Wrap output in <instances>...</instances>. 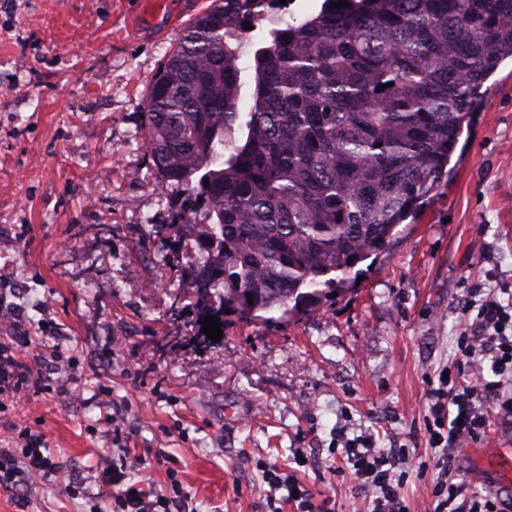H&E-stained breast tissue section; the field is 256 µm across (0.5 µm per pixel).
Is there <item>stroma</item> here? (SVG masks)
I'll return each instance as SVG.
<instances>
[{"label":"stroma","mask_w":512,"mask_h":512,"mask_svg":"<svg viewBox=\"0 0 512 512\" xmlns=\"http://www.w3.org/2000/svg\"><path fill=\"white\" fill-rule=\"evenodd\" d=\"M212 0H0V337L16 318L57 367L0 414L43 432L54 473L0 486V512H110L102 471L179 493L192 512H265L260 464L294 471L323 512L364 499L338 475L339 435L404 449L402 493L431 512L428 382L455 370L475 288L512 291V62L478 101L451 171L390 249L317 313L234 321L194 342L185 249L166 247L177 193L152 169L141 102L181 29ZM156 277V287L131 282ZM57 337L58 349L41 337ZM455 458L456 482L512 497L489 414Z\"/></svg>","instance_id":"stroma-1"}]
</instances>
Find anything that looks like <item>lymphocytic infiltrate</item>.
I'll use <instances>...</instances> for the list:
<instances>
[{"mask_svg":"<svg viewBox=\"0 0 512 512\" xmlns=\"http://www.w3.org/2000/svg\"><path fill=\"white\" fill-rule=\"evenodd\" d=\"M464 312L474 317L476 340L481 352L491 356L496 378L486 380L476 370L471 381L443 379L429 392L431 420L426 430L431 447L438 451L439 466L433 487V512H512V501L468 491L450 480L458 445L484 436L489 410L512 414V391H506L500 381L502 375L512 374V304H502L490 294L466 302ZM30 339L25 331L0 342V412L7 403L17 401L39 383L31 365L22 362L18 355L20 347ZM11 441V447L0 448V475L8 477L20 472L35 477L50 473L51 461L46 454L47 440L43 433L25 430L12 436ZM396 465L394 456L363 439L349 444L339 469L351 475L359 488L373 492L371 512H410L401 493L403 476L397 473ZM106 475L109 483L118 489L114 499L116 512H187L189 508L188 502L182 500L151 496L137 482L125 487L121 465H113ZM263 480L269 487L270 512H283V504L289 502L295 503L298 512H313V494L297 476L269 466L263 472Z\"/></svg>","mask_w":512,"mask_h":512,"instance_id":"1","label":"lymphocytic infiltrate"}]
</instances>
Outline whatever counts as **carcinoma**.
Returning <instances> with one entry per match:
<instances>
[{
    "instance_id": "carcinoma-1",
    "label": "carcinoma",
    "mask_w": 512,
    "mask_h": 512,
    "mask_svg": "<svg viewBox=\"0 0 512 512\" xmlns=\"http://www.w3.org/2000/svg\"><path fill=\"white\" fill-rule=\"evenodd\" d=\"M276 2L212 0L141 104L158 182L181 192L173 243L194 241L201 314L319 311L448 177L481 90L512 60V0H322L254 51L243 113L237 32Z\"/></svg>"
}]
</instances>
